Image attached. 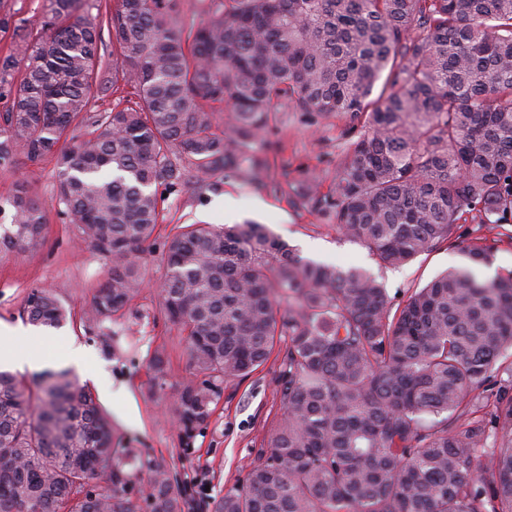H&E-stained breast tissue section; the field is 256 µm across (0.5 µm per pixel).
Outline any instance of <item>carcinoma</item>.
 Returning a JSON list of instances; mask_svg holds the SVG:
<instances>
[{"instance_id": "obj_1", "label": "carcinoma", "mask_w": 512, "mask_h": 512, "mask_svg": "<svg viewBox=\"0 0 512 512\" xmlns=\"http://www.w3.org/2000/svg\"><path fill=\"white\" fill-rule=\"evenodd\" d=\"M50 0L0 57V167L54 162L58 214L107 261L80 316L122 318L145 286L158 225L157 313L184 336L189 377L169 412L185 444L224 384L282 353L281 413L243 484L205 505L166 464L112 443L96 395L67 371L0 368V512H512V273L466 215L512 221V0ZM378 95H373L376 86ZM112 107L89 111L94 88ZM338 117L328 193L314 169L270 171L279 113ZM193 181L269 195L334 221L381 266L442 247L467 264L395 305L375 274L305 260L264 224H178L168 196ZM46 216L20 184L0 199V252L42 245ZM23 313L72 317L33 288ZM170 354H150V390ZM147 477L132 495L133 466ZM106 488L101 489L98 479Z\"/></svg>"}]
</instances>
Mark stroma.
I'll return each mask as SVG.
<instances>
[{"mask_svg": "<svg viewBox=\"0 0 512 512\" xmlns=\"http://www.w3.org/2000/svg\"><path fill=\"white\" fill-rule=\"evenodd\" d=\"M340 128L341 123L335 118L322 128L307 113L285 112L281 133L283 154L271 157V165H279L285 159L291 167L311 168L322 173L326 180H333ZM22 182L27 183L29 193L44 208L46 242L19 255L0 256V324L7 327L22 324L21 305L30 289L55 291L66 305L78 310L88 305L92 289L105 272L104 259L76 241L71 226L58 214L53 162L46 160L36 166L0 169V199L11 196ZM174 202L180 206L186 223L236 224L251 220L267 225L303 258L379 271L387 294L395 303L449 266L463 261L457 251L441 249L420 255L399 268H379L364 246L325 226L316 210L294 205L289 197L260 195L241 185H225L201 197L195 196L193 186L188 185ZM463 230L469 236L484 237L494 243L492 261L489 266L477 269L478 278L493 279L512 273V240L498 238L496 231L472 219L467 220ZM164 277L165 270L157 256H149L147 285L135 314L113 325L114 331L127 338L126 347L108 350L102 337L68 324L49 335L45 354L50 360H60L72 340L93 349L103 378L90 380V387L97 391L107 384L124 389L140 416L138 423H129L117 414L111 402H104L115 437L123 447L139 448L164 459L188 494L195 498L203 495L211 501L244 481L270 421L280 412L275 380L281 357L271 355L249 378L226 383L217 413L191 443H184L165 414L174 384L187 378L189 371L176 328L154 316L156 293ZM162 344L172 352L170 386L164 394L155 397L146 388V358Z\"/></svg>", "mask_w": 512, "mask_h": 512, "instance_id": "stroma-1", "label": "stroma"}]
</instances>
